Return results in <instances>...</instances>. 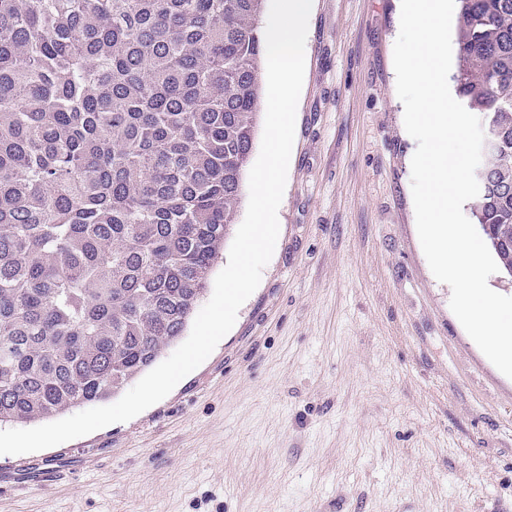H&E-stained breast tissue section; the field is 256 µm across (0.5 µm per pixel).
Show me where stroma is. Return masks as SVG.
Masks as SVG:
<instances>
[{
	"label": "stroma",
	"mask_w": 512,
	"mask_h": 512,
	"mask_svg": "<svg viewBox=\"0 0 512 512\" xmlns=\"http://www.w3.org/2000/svg\"><path fill=\"white\" fill-rule=\"evenodd\" d=\"M399 28V0H315L258 288L158 403L0 455V512H512V378L419 242Z\"/></svg>",
	"instance_id": "obj_1"
}]
</instances>
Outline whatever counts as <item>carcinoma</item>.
<instances>
[{"instance_id": "1", "label": "carcinoma", "mask_w": 512, "mask_h": 512, "mask_svg": "<svg viewBox=\"0 0 512 512\" xmlns=\"http://www.w3.org/2000/svg\"><path fill=\"white\" fill-rule=\"evenodd\" d=\"M264 0H0V426L103 401L182 336L236 223ZM471 215L512 278V0H458Z\"/></svg>"}]
</instances>
